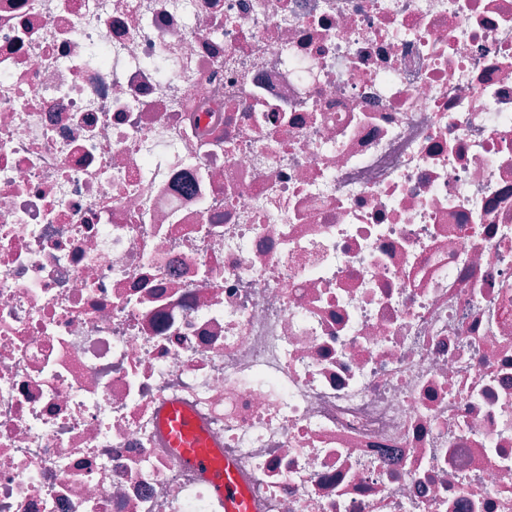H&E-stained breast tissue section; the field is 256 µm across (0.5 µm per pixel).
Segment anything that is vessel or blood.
Returning <instances> with one entry per match:
<instances>
[{"label": "vessel or blood", "mask_w": 512, "mask_h": 512, "mask_svg": "<svg viewBox=\"0 0 512 512\" xmlns=\"http://www.w3.org/2000/svg\"><path fill=\"white\" fill-rule=\"evenodd\" d=\"M157 424L170 442L174 461L207 480L223 512H251L237 462L223 457L197 418L171 402L160 409Z\"/></svg>", "instance_id": "1"}]
</instances>
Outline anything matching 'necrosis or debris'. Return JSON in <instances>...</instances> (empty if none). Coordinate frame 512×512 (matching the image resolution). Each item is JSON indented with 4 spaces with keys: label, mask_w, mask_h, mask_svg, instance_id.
Wrapping results in <instances>:
<instances>
[{
    "label": "necrosis or debris",
    "mask_w": 512,
    "mask_h": 512,
    "mask_svg": "<svg viewBox=\"0 0 512 512\" xmlns=\"http://www.w3.org/2000/svg\"><path fill=\"white\" fill-rule=\"evenodd\" d=\"M512 512V0H0V512ZM156 419L170 442L174 461L200 473L207 480L224 512L251 511L243 493L237 462L223 458L197 418L180 404L171 402L160 409Z\"/></svg>",
    "instance_id": "obj_1"
}]
</instances>
